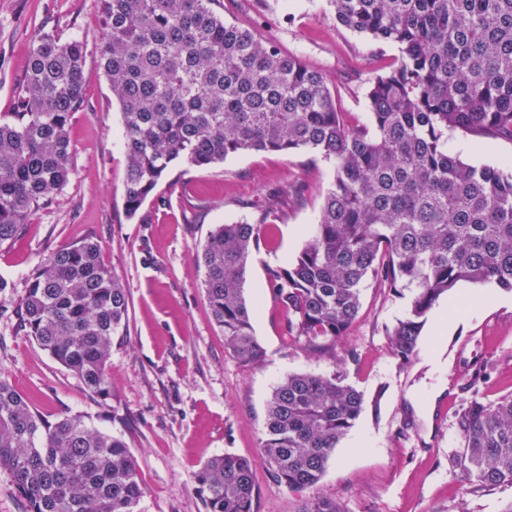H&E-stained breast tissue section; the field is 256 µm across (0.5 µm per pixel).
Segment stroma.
Instances as JSON below:
<instances>
[{
	"label": "stroma",
	"mask_w": 512,
	"mask_h": 512,
	"mask_svg": "<svg viewBox=\"0 0 512 512\" xmlns=\"http://www.w3.org/2000/svg\"><path fill=\"white\" fill-rule=\"evenodd\" d=\"M225 20L301 55L335 91L341 111L367 119L371 79L400 55L332 19L327 0H221ZM85 45V104L70 123L73 173L48 207L30 216L10 246L0 248V368L44 417L82 415L86 424L122 437L145 489L140 512H205L195 475L210 458L254 459L255 512H294L298 497L268 476L258 460L267 399L291 373L328 375L344 360L349 384L365 395V409L329 460L314 496L335 498L345 512H502L512 487L469 489L454 466L461 442L455 415L472 396L468 377L482 369V397L512 393V304L492 284H469L488 294L476 311L450 316L431 310L409 367L393 358L386 329L407 301L386 288L363 292L360 317L334 352L300 349L281 328L266 269L300 251L317 222L334 171L331 163L296 152H247L204 169L174 166L139 214L126 218V156L118 102L98 68L103 38L99 0H0V117L15 106L31 40L39 31ZM448 149L473 165L512 169V142L474 148L461 130ZM308 184L302 200L278 210L277 247L254 251L244 295L254 304V334L264 357L250 367L227 353L210 319L198 255L215 225L264 210L285 187ZM95 237L104 263L129 295L123 335L114 337L109 394L89 393L82 381L17 328L11 307L23 298L28 273L51 249Z\"/></svg>",
	"instance_id": "obj_1"
}]
</instances>
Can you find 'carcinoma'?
<instances>
[{"label": "carcinoma", "instance_id": "1", "mask_svg": "<svg viewBox=\"0 0 512 512\" xmlns=\"http://www.w3.org/2000/svg\"><path fill=\"white\" fill-rule=\"evenodd\" d=\"M215 0H99V69L120 106L127 159L124 211L134 218L170 166L208 168L251 151H305L334 164L312 235L267 268L283 335L322 353L358 319L367 285L409 293L386 329L399 366L416 358L427 315L461 282L512 292V172L448 152L446 134L512 141V0H328L336 23L394 43L396 65L370 82L369 121L338 111L322 73L276 42L224 20ZM84 43L39 35L15 111L0 118V248L48 206L72 174L69 128L85 102ZM273 197L255 219L218 224L199 263L224 348L246 365L263 352L243 293L253 251L273 246ZM128 292L97 241L52 250L12 310L17 327L108 395L113 337ZM365 407L330 376L292 373L272 390L260 455L291 491L315 485ZM455 467L471 488L512 487V394H475L455 415ZM0 468L27 512H139L128 444L79 415L50 422L0 371ZM205 512H253V462L217 455L196 473ZM297 512H344L306 498Z\"/></svg>", "mask_w": 512, "mask_h": 512}]
</instances>
